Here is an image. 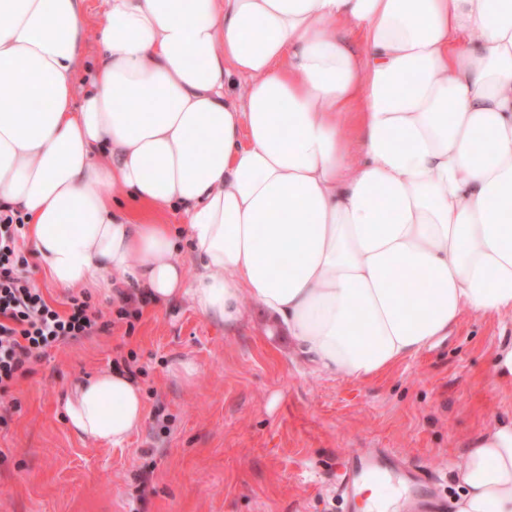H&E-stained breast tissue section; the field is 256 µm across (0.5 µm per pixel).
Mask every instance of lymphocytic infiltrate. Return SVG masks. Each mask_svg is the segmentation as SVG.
Returning a JSON list of instances; mask_svg holds the SVG:
<instances>
[{"label": "lymphocytic infiltrate", "mask_w": 512, "mask_h": 512, "mask_svg": "<svg viewBox=\"0 0 512 512\" xmlns=\"http://www.w3.org/2000/svg\"><path fill=\"white\" fill-rule=\"evenodd\" d=\"M20 215L0 212V390L38 361L53 344L92 335L97 317L87 300L73 296L69 313H59L25 276L28 264L18 239Z\"/></svg>", "instance_id": "f902f5d3"}]
</instances>
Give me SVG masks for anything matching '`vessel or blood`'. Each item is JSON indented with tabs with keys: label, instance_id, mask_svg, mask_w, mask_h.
Segmentation results:
<instances>
[{
	"label": "vessel or blood",
	"instance_id": "vessel-or-blood-1",
	"mask_svg": "<svg viewBox=\"0 0 512 512\" xmlns=\"http://www.w3.org/2000/svg\"><path fill=\"white\" fill-rule=\"evenodd\" d=\"M386 470L399 473L414 512H446L448 503L435 493L434 477L430 470L423 465L406 462L387 449L374 452L354 450L345 454L336 476V484L338 496L347 512H355L356 501L362 494L366 476Z\"/></svg>",
	"mask_w": 512,
	"mask_h": 512
}]
</instances>
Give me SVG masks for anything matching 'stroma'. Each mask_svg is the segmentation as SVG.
Instances as JSON below:
<instances>
[{
    "label": "stroma",
    "instance_id": "obj_1",
    "mask_svg": "<svg viewBox=\"0 0 512 512\" xmlns=\"http://www.w3.org/2000/svg\"><path fill=\"white\" fill-rule=\"evenodd\" d=\"M86 19L79 91L98 56L103 0H86ZM89 304L107 331L50 348L0 391V512H340V456L378 448L429 465L452 501L468 440L512 415V390L493 377L512 316L466 315L364 383L309 368L285 325L250 305L228 330L185 301L140 303L130 321L106 291ZM124 361L142 387V425L116 447L78 438L65 396Z\"/></svg>",
    "mask_w": 512,
    "mask_h": 512
}]
</instances>
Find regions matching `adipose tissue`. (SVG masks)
<instances>
[{
    "mask_svg": "<svg viewBox=\"0 0 512 512\" xmlns=\"http://www.w3.org/2000/svg\"><path fill=\"white\" fill-rule=\"evenodd\" d=\"M85 5L0 0V210L55 286L250 301L360 382L512 315V0H105L78 100ZM64 414L118 445L142 391L102 372ZM460 478L455 512H512V418Z\"/></svg>",
    "mask_w": 512,
    "mask_h": 512,
    "instance_id": "1",
    "label": "adipose tissue"
}]
</instances>
